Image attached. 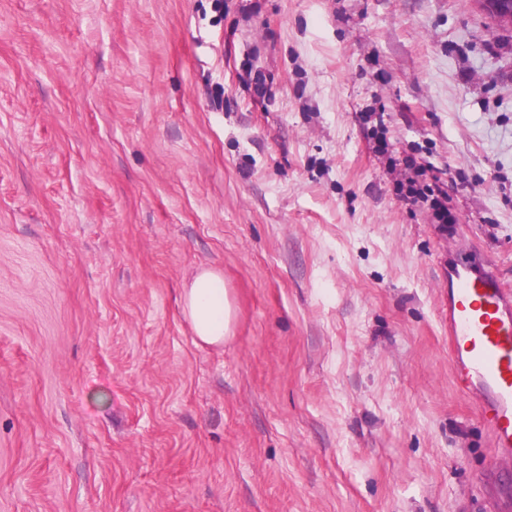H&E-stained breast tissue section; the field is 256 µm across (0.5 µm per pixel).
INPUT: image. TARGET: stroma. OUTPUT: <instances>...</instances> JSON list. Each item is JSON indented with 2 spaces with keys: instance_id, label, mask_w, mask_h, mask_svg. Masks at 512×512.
Returning a JSON list of instances; mask_svg holds the SVG:
<instances>
[{
  "instance_id": "stroma-1",
  "label": "stroma",
  "mask_w": 512,
  "mask_h": 512,
  "mask_svg": "<svg viewBox=\"0 0 512 512\" xmlns=\"http://www.w3.org/2000/svg\"><path fill=\"white\" fill-rule=\"evenodd\" d=\"M455 253L512 289L479 0H0V512H487L512 456L454 379ZM409 171L397 183L400 197L409 205L426 209L430 213L433 224H441L440 229H448L447 224H455V219L448 211L447 194L439 184L440 179L427 172L431 164L417 163L414 159L406 162ZM179 305L197 346L224 347L232 322V307L224 289V272L199 267L179 291Z\"/></svg>"
}]
</instances>
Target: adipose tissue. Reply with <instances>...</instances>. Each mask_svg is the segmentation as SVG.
<instances>
[{
    "instance_id": "adipose-tissue-1",
    "label": "adipose tissue",
    "mask_w": 512,
    "mask_h": 512,
    "mask_svg": "<svg viewBox=\"0 0 512 512\" xmlns=\"http://www.w3.org/2000/svg\"><path fill=\"white\" fill-rule=\"evenodd\" d=\"M179 305L199 346L223 347L230 332L232 307L224 288V273L199 267L179 291Z\"/></svg>"
}]
</instances>
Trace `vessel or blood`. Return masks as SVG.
Returning a JSON list of instances; mask_svg holds the SVG:
<instances>
[{"mask_svg":"<svg viewBox=\"0 0 512 512\" xmlns=\"http://www.w3.org/2000/svg\"><path fill=\"white\" fill-rule=\"evenodd\" d=\"M448 337L460 390L477 397L494 448L512 452V290L490 265L449 262Z\"/></svg>","mask_w":512,"mask_h":512,"instance_id":"vessel-or-blood-1","label":"vessel or blood"}]
</instances>
